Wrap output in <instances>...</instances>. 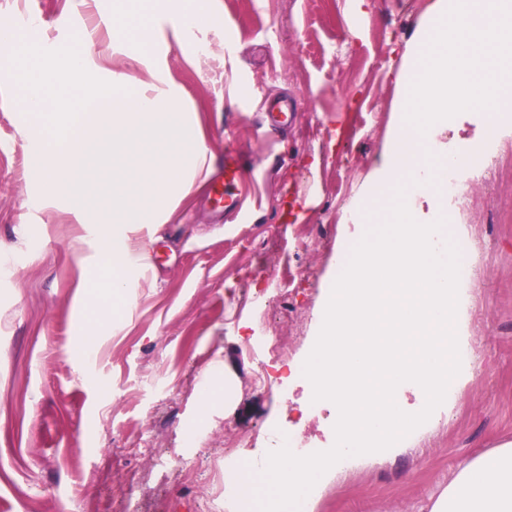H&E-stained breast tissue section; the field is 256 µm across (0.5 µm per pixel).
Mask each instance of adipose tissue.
<instances>
[{"mask_svg":"<svg viewBox=\"0 0 512 512\" xmlns=\"http://www.w3.org/2000/svg\"><path fill=\"white\" fill-rule=\"evenodd\" d=\"M114 40L147 42L155 6L178 22L175 41L213 20L211 0H122ZM87 45L8 70L22 88L23 136L37 162L32 206L62 198L80 223L101 231L96 267L113 298L140 269L142 232L169 222L209 178L211 162L198 113L161 73L142 80L87 71ZM430 512H512V443L461 468L431 499Z\"/></svg>","mask_w":512,"mask_h":512,"instance_id":"ef3b65f1","label":"adipose tissue"}]
</instances>
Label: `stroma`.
Wrapping results in <instances>:
<instances>
[{"instance_id":"obj_1","label":"stroma","mask_w":512,"mask_h":512,"mask_svg":"<svg viewBox=\"0 0 512 512\" xmlns=\"http://www.w3.org/2000/svg\"><path fill=\"white\" fill-rule=\"evenodd\" d=\"M431 0H213L216 23L172 37L157 22L145 64L112 38V0H0V16L39 20L37 46L91 40L88 66L148 78L159 66L200 112L213 173L243 155L251 208L224 219L202 187L147 234L142 271L121 309L95 288L97 245L64 205L38 211L35 161L19 132L17 90L0 79V512H210L202 486L230 460L266 457L269 433L317 451L335 441V406H312L306 380L325 283L365 226L349 209L393 129L391 75ZM292 96L294 120L272 134L259 95ZM488 142L458 184L466 205L449 236L466 238L477 312L459 311L469 375L415 440L327 471L310 512H429L459 468L512 443V118L483 113L448 126V146ZM97 323L96 354L77 338ZM280 347L281 388H266L255 349ZM227 374H219L220 366ZM232 381V403L224 383ZM215 397L207 412L199 394Z\"/></svg>"}]
</instances>
